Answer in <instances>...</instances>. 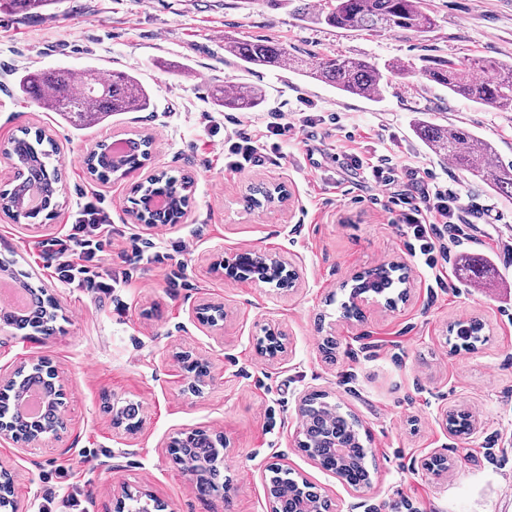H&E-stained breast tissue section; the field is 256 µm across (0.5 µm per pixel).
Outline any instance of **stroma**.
<instances>
[{"label":"stroma","mask_w":512,"mask_h":512,"mask_svg":"<svg viewBox=\"0 0 512 512\" xmlns=\"http://www.w3.org/2000/svg\"><path fill=\"white\" fill-rule=\"evenodd\" d=\"M318 0H64L23 18L0 12V146L24 127L56 140L62 189L53 219L16 223L0 216V261L33 274L57 304L56 332L32 340L0 330V368L47 360L65 392L60 438L29 452L0 442L24 512H115L124 492L159 499L163 512H272L269 466L307 480L333 512H512V199L501 197L416 135L419 121L467 127L512 162V112L449 95L421 73L442 61L477 56L512 60V0H428L435 25L426 33L341 30L299 16ZM287 44L304 63L324 56L408 66L389 77L379 102L340 96L321 83L273 69L247 70L225 60V38ZM134 73L154 93L151 112H125L88 129L36 108L13 85L33 66ZM249 83L263 89L255 112L214 105L212 88ZM312 101L324 116L310 133L291 130L263 166L224 168V135L264 130L273 113ZM344 131L337 132L332 113ZM149 135L151 157L136 179L164 171L191 175L188 213L175 225L135 223L128 211L134 179L101 182L83 157L97 142ZM414 162L461 190L467 220L446 255L428 268L405 225L372 204L360 175L339 160L352 142ZM284 186L287 207H252L253 187ZM94 202L111 217L102 269L125 275L109 292L71 288L53 273L49 241L64 238L77 211ZM152 242L156 261L129 265L133 244ZM254 248L290 259L299 272L286 290L212 273L218 254ZM485 270L464 278L459 260ZM403 266L405 296L388 304L365 294L361 318L341 304L355 276L384 263ZM224 305L223 331L200 327L193 304ZM480 321L485 339L455 349L449 329ZM281 331L284 357L263 356L257 339ZM333 338L326 353L322 342ZM208 363L199 392L186 388L177 357ZM321 392L358 420L369 459V487L355 489L297 445L300 398ZM134 402L142 424L115 429L112 409ZM469 411L474 429L447 435L446 418ZM223 434V495L200 499L193 477L172 461L167 443L183 430ZM446 450L447 473L423 465Z\"/></svg>","instance_id":"1"}]
</instances>
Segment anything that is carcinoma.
Wrapping results in <instances>:
<instances>
[{
	"label": "carcinoma",
	"instance_id": "obj_1",
	"mask_svg": "<svg viewBox=\"0 0 512 512\" xmlns=\"http://www.w3.org/2000/svg\"><path fill=\"white\" fill-rule=\"evenodd\" d=\"M62 0H0V10L28 17L41 10L58 5ZM425 0H330V6L315 13V18L327 25L343 30L400 29L425 33L434 25V19L424 6ZM224 55L234 59L246 69L269 68L295 72L306 79L326 84L340 94L364 100H376L386 81V74H404L405 66L387 65L381 71L374 63L352 58H323L318 65L305 68L287 45L268 39L237 41L224 39ZM424 80L448 89V93L466 101L498 110L512 111V62L491 58H475L466 62L445 61L425 69ZM17 92L29 97L36 107L55 112L62 119L90 125L103 121L111 112H147L154 108L151 91L134 75L114 71L103 78L100 73L86 67L81 70L58 68L41 72L30 68L18 74ZM212 98L216 106L239 112H253L262 107L265 95L260 87L238 84L229 90L223 85L214 87ZM417 136L434 153L450 159L473 178L485 182L495 194L512 198V164H502L494 144L472 130L457 125H438L428 121L416 127ZM150 141L142 137L125 143L123 151L114 155L105 144H96L89 152L86 164L90 174L106 182L138 171L150 156ZM13 160L22 166L28 179L0 193V207L6 211H19L23 219H35L40 214L50 217L55 198L61 190V173L52 164L59 154L54 139L42 130L23 127L20 136L10 144ZM182 185L181 193L169 194L171 183ZM191 178L166 173L149 177L133 188L139 197L165 196L168 198V219L176 224L185 216L188 207ZM399 268L387 264L357 277V290L382 293L405 278L394 277ZM29 293L28 310L15 315L3 310L0 320L10 321L20 331L47 335L54 330L55 305L43 297V290L23 283ZM483 327L473 320L458 328L456 338L460 347L471 349L484 341ZM23 386L17 390L6 388L0 392V411L13 418L17 432L26 439L34 433L53 427L57 422L54 393L42 368L34 366L22 376ZM32 385L45 391L46 412L38 420L25 417L18 409L23 392ZM326 395L313 393L309 398V412L305 423L302 451L309 456L319 455L322 468L336 470L328 438L335 437L339 452L348 458L346 475L352 486L367 483L369 474L365 465L366 450L362 444L359 423L336 405L325 401ZM195 447L186 454L182 464L196 475L206 489L218 492L224 488V477L217 464L220 449L210 446L208 434L198 430L192 434ZM270 487L275 507L273 512H302L313 501L310 487L298 483L272 470ZM17 507L15 489L10 478L0 477V507Z\"/></svg>",
	"mask_w": 512,
	"mask_h": 512
}]
</instances>
